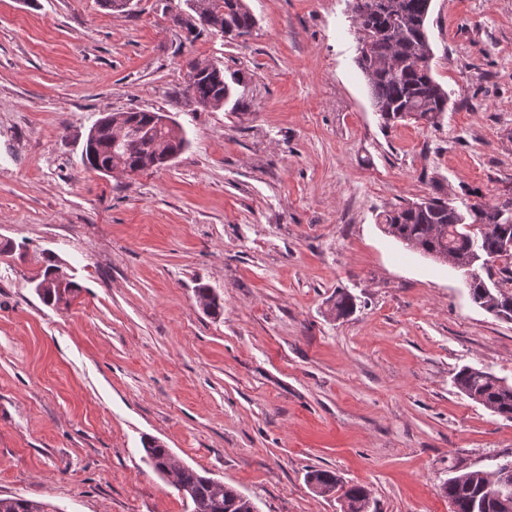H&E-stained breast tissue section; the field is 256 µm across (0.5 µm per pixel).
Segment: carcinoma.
I'll list each match as a JSON object with an SVG mask.
<instances>
[{
	"label": "carcinoma",
	"instance_id": "obj_1",
	"mask_svg": "<svg viewBox=\"0 0 512 512\" xmlns=\"http://www.w3.org/2000/svg\"><path fill=\"white\" fill-rule=\"evenodd\" d=\"M196 9L180 24L239 36L251 33L255 18L246 0H194ZM432 0H353L352 20L358 34L359 65L370 88L374 107L385 124L414 120L440 124L448 111V92L431 70V48L425 29ZM185 92L204 107L219 109L230 97L223 70L206 61L189 63ZM126 123L135 136L116 142L111 123L96 121L90 128L82 156L85 167L102 171L118 153L129 173L158 166L165 155H179L186 137L158 125L154 112H127ZM379 226L409 251L440 264L468 266L473 272L471 301L494 308L512 320V267L498 269L492 280L491 263L512 243V198L489 204L475 202L462 211L441 197L396 204L379 215ZM197 301L217 315L223 310L206 285L195 289ZM355 309L353 298L336 294L332 313L341 318ZM460 393L492 412L512 419V384L478 368L462 367L454 377ZM144 451L154 471L191 502L192 512H250L254 506L235 488L198 470L175 463L169 449L155 440ZM307 483L342 492L348 512H369L370 498L361 485H345L335 472H309ZM451 512H497L499 488L484 471L473 470L448 478L442 486ZM0 512H49L48 505L22 497H0Z\"/></svg>",
	"mask_w": 512,
	"mask_h": 512
}]
</instances>
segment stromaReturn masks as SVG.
I'll return each instance as SVG.
<instances>
[{
  "label": "stroma",
  "mask_w": 512,
  "mask_h": 512,
  "mask_svg": "<svg viewBox=\"0 0 512 512\" xmlns=\"http://www.w3.org/2000/svg\"><path fill=\"white\" fill-rule=\"evenodd\" d=\"M247 4L230 39L177 24L185 0H0V497L190 512L143 459L156 440L258 512H341L315 469L371 512H450L448 477L512 455V420L454 385L465 366L512 384V321L378 225L512 191V0H432L435 127L384 126L351 0ZM193 59L231 80L224 107L185 93ZM132 110L177 121L182 153L85 169L93 124ZM50 261L78 286L55 305L35 289ZM307 483L320 490L342 491L341 496L344 497L347 504V512H369L370 497H367V489L361 485L346 486L335 474V472L319 469L312 470L307 475Z\"/></svg>",
  "instance_id": "obj_1"
}]
</instances>
